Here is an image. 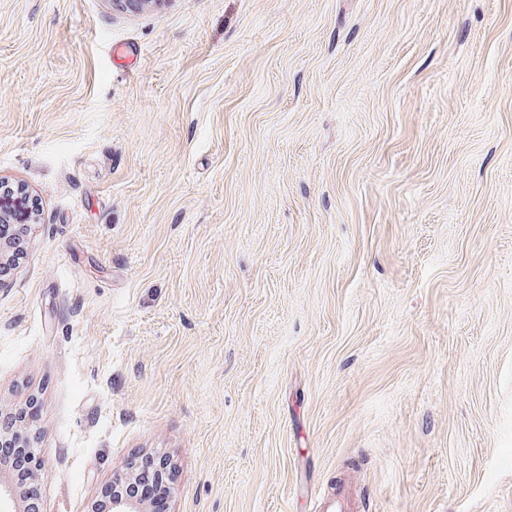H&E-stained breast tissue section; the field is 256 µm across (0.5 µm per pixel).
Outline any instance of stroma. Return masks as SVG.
I'll use <instances>...</instances> for the list:
<instances>
[{"label": "stroma", "instance_id": "obj_1", "mask_svg": "<svg viewBox=\"0 0 512 512\" xmlns=\"http://www.w3.org/2000/svg\"><path fill=\"white\" fill-rule=\"evenodd\" d=\"M0 180L40 512H512V0H0ZM145 463L146 466H143L142 469L137 471L135 483L132 485V492L144 502H148L153 507H157L165 500L168 487L165 483L166 478L163 481V476L158 477L150 465L162 472L167 467V464L164 459L155 461L153 458L152 460L149 458Z\"/></svg>", "mask_w": 512, "mask_h": 512}]
</instances>
